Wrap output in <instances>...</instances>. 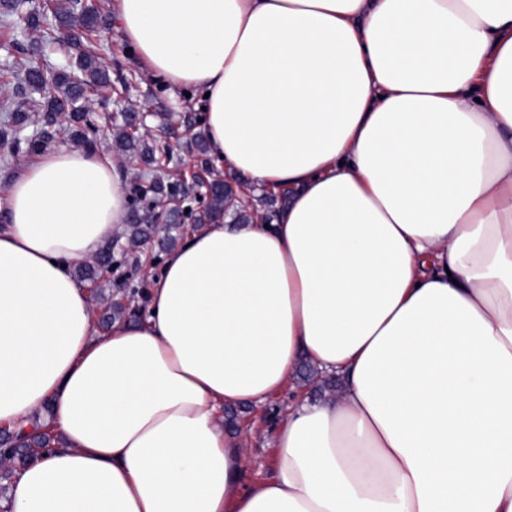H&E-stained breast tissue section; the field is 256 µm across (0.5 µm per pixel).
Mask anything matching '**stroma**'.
Returning a JSON list of instances; mask_svg holds the SVG:
<instances>
[{"mask_svg": "<svg viewBox=\"0 0 512 512\" xmlns=\"http://www.w3.org/2000/svg\"><path fill=\"white\" fill-rule=\"evenodd\" d=\"M93 2L108 20L106 26L99 28L93 40V48L112 83L125 84L126 91L118 99L109 95L92 97V109L108 114L125 111L146 113V125L157 147L171 145V155L161 157L159 165L155 167H140V174L154 173L167 178L182 164L199 163L201 156L195 146V139L202 135L203 130L191 98L182 93L172 94L167 86L152 79L138 67L132 51L122 39L114 13V0ZM292 397L293 391L288 388L265 406L237 407V426L249 433L244 444L247 478H256L270 470L273 431L285 419Z\"/></svg>", "mask_w": 512, "mask_h": 512, "instance_id": "1", "label": "stroma"}]
</instances>
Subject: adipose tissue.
Segmentation results:
<instances>
[{"mask_svg":"<svg viewBox=\"0 0 512 512\" xmlns=\"http://www.w3.org/2000/svg\"><path fill=\"white\" fill-rule=\"evenodd\" d=\"M139 64L195 90L210 159L287 191L214 217L99 331L76 263L128 220L110 155L0 194V430L45 415L10 512H512V0H116ZM274 466L224 410L301 362Z\"/></svg>","mask_w":512,"mask_h":512,"instance_id":"obj_1","label":"adipose tissue"}]
</instances>
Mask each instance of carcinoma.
<instances>
[{"instance_id":"cac0c4a2","label":"carcinoma","mask_w":512,"mask_h":512,"mask_svg":"<svg viewBox=\"0 0 512 512\" xmlns=\"http://www.w3.org/2000/svg\"><path fill=\"white\" fill-rule=\"evenodd\" d=\"M3 11L0 22L23 36L29 31L44 28H79V34L71 40L76 51L75 69L53 70L44 63L28 60L13 73L17 80L12 100L0 108V148L19 158L42 151L52 139L48 128L64 119L63 132L66 137L86 150L95 149L101 134L99 117L88 107L91 97L105 92L118 93L109 75L102 68L98 57L89 45V35L103 22L98 10L81 0H66V3L46 5V8L22 11L19 0H0ZM42 96L39 111L43 113L46 128L30 137L20 135L32 122L31 98L23 93ZM139 114L128 112L123 117V129L117 134L118 150L131 163L151 165L155 162V149L146 135L138 133ZM188 194V184L174 180L136 178L128 195L129 224L122 237L104 246L97 256L80 263L76 268L78 278L91 287L94 305L100 308L99 324L106 329L116 321L132 323L143 314L148 295V277L139 276L146 265L159 274L163 259L149 249L154 234L163 231L167 235V248L175 247L185 234L216 215L231 213L241 223L247 222L243 208L237 200V190L222 179H213L211 184L195 199L197 208L189 212L173 213L170 223L156 224L159 204L166 202L175 207V201ZM132 265V270L118 283L111 293H105L102 280L104 271L113 267ZM53 447V438L44 425L30 429L21 427L13 432L0 433V498L6 496L12 485V477L28 464L36 450Z\"/></svg>"}]
</instances>
